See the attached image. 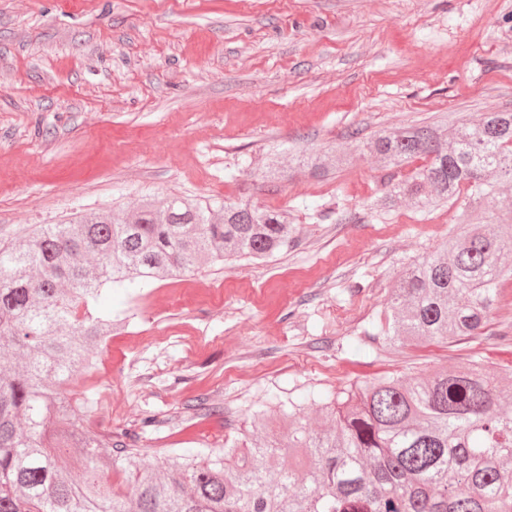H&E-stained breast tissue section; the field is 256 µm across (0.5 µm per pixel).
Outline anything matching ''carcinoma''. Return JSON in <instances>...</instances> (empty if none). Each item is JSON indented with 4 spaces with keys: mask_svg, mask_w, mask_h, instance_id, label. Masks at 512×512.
Masks as SVG:
<instances>
[{
    "mask_svg": "<svg viewBox=\"0 0 512 512\" xmlns=\"http://www.w3.org/2000/svg\"><path fill=\"white\" fill-rule=\"evenodd\" d=\"M361 146L384 169L425 160L371 200L377 214L401 200L431 213L470 198L438 251L397 278L371 339L448 345L483 335L512 277V209L499 202L512 185V112L409 124ZM294 161L331 178L352 157L331 150ZM282 171L280 153L268 151L263 177L276 182ZM297 244L278 210L145 197L123 221L102 212L1 245L0 512H512V385L477 362L312 397L324 428L301 422L304 404L279 402L255 412L265 436L254 447L182 448L172 465L144 460L152 416L138 432L92 426L99 401L75 396L72 381L116 327L97 312L105 292ZM72 448L84 463L77 477L66 463ZM115 463L128 476L111 488L99 472Z\"/></svg>",
    "mask_w": 512,
    "mask_h": 512,
    "instance_id": "cac0c4a2",
    "label": "carcinoma"
}]
</instances>
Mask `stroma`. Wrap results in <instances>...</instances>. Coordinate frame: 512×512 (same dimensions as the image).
Instances as JSON below:
<instances>
[{"label":"stroma","mask_w":512,"mask_h":512,"mask_svg":"<svg viewBox=\"0 0 512 512\" xmlns=\"http://www.w3.org/2000/svg\"><path fill=\"white\" fill-rule=\"evenodd\" d=\"M502 110L512 0H0V241L146 194L287 212L291 251L106 294L100 311L124 325L73 385L98 397V428L155 416L146 452L241 448L269 403L469 360L512 375V279L483 336L369 342L395 277L438 250L464 206L376 214L387 175L357 147ZM272 144L350 148L352 166L269 183ZM200 398L223 418L188 419Z\"/></svg>","instance_id":"stroma-1"}]
</instances>
